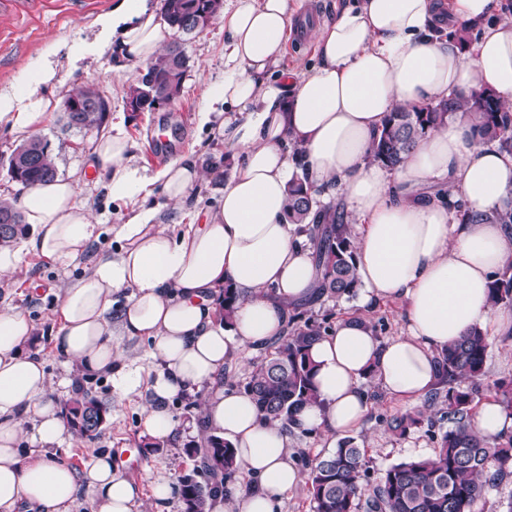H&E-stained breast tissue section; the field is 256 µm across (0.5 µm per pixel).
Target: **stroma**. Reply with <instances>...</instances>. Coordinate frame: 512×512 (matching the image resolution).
<instances>
[{
  "label": "stroma",
  "instance_id": "35a3bbf8",
  "mask_svg": "<svg viewBox=\"0 0 512 512\" xmlns=\"http://www.w3.org/2000/svg\"><path fill=\"white\" fill-rule=\"evenodd\" d=\"M118 0H85L74 5L70 0H53L46 14L38 19L11 28L0 36V91L17 90L23 78L38 64L49 49L66 53L74 41L91 34L90 25L100 14L111 11ZM188 58V71L182 93L171 103L159 106L152 112H130L126 109V97L131 84L135 83L142 65L130 62L110 52L90 63L88 67L72 72H61L59 86L47 87L45 95L54 110L37 135L47 141L55 161L57 174L63 178L78 179L89 172V160L96 140L108 133L113 123H122L124 131L134 145L137 163L153 172L162 164L152 158L149 146L153 139L175 140L172 159L188 158L210 176L194 192L198 207H215L224 189V158L230 149L213 141L200 129L198 113L203 106L206 85L224 77L223 17H216L208 26L189 34L174 33ZM95 86L109 104L100 128L86 131L68 123L65 102L70 88ZM120 243L113 233H102L88 251L66 266L48 265L34 255L26 256L25 272L10 280H0V306H8L25 314L34 324L36 332L30 349L44 362L51 383H58L64 376H76L77 369L53 348L52 336L57 329L56 288L82 277L87 267L103 255L119 250ZM404 304L385 300L371 309H363L360 297L349 300L323 298L307 306L308 317L317 322L337 324L339 321L368 315L380 341L387 342L399 336L403 330ZM119 348L129 351L140 369L139 387L130 392L117 389L111 378L94 375L90 384L98 396L111 408L110 416L95 439L65 435L62 444L52 451L53 456L69 464L75 471H83L94 457L113 452L117 448L133 449L139 460V469L130 474V481L142 492L143 512H183L180 495H172L165 502H156L153 486L160 480L179 487L182 477L202 465V454H188V446L204 445L207 436L202 429L200 396H179L169 404L175 423L174 430L163 443L152 444L142 433L144 410L152 400L150 385L157 374L155 362L146 357L149 340L115 337ZM367 395L368 412L354 436L360 447L365 448V469L369 479L386 467L412 457L431 455L448 423L441 418V408L428 404L426 399L414 402H397L391 398L374 376L361 382ZM424 410L421 426L405 436L395 435L388 427L390 419L409 411Z\"/></svg>",
  "mask_w": 512,
  "mask_h": 512
}]
</instances>
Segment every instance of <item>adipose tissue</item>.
Here are the masks:
<instances>
[{
	"label": "adipose tissue",
	"mask_w": 512,
	"mask_h": 512,
	"mask_svg": "<svg viewBox=\"0 0 512 512\" xmlns=\"http://www.w3.org/2000/svg\"><path fill=\"white\" fill-rule=\"evenodd\" d=\"M503 2L347 0L332 21L311 27L316 61L297 68L285 62L297 0H234L224 13V78L207 87L200 113L201 127L233 149L224 193L204 223L179 237L138 199L157 186L166 203L183 208L205 172L178 160L147 174L118 124L96 141V180L128 208L112 227L122 246L63 288L53 348L82 373L132 390L139 371L112 335L151 339L161 369L142 427L155 439L173 430L167 402L208 385L206 430L224 438L254 483L244 493L227 487L207 512H280L284 495L303 480L286 428L267 420L248 394L225 390L223 378L227 360L282 334L291 310L318 295L311 249L285 218L297 178L337 191L354 214L363 304L406 302L404 335L384 343L365 319L350 318L313 345L318 402L299 413L303 427L346 435L368 409L360 388L367 373L391 397L413 401L433 389L435 360L448 344L476 327L512 333V312L487 303L491 275L512 262V229L491 219L512 194V154L473 142L467 123L456 121L430 130L398 168L368 157L398 106L492 91L512 110V13ZM171 35L149 0H119L97 18L93 39L75 43L65 60L46 55L22 92L0 91V128L22 139L35 134L51 110L44 90L59 84L62 68L113 49L147 64ZM437 184L448 199L430 193ZM452 197L465 198L478 220L461 223ZM17 205L31 236L0 246L1 279L20 273L28 254L55 265L72 261L100 233L78 200L77 181L35 185ZM228 287L238 302L226 326L218 312ZM122 292L114 329L108 315ZM33 332L24 314L0 308V512H72L84 488L95 512H138L139 489L110 455L96 456L81 473L45 455L68 425L48 395L42 360L27 349ZM28 435L41 452H24Z\"/></svg>",
	"instance_id": "adipose-tissue-1"
}]
</instances>
